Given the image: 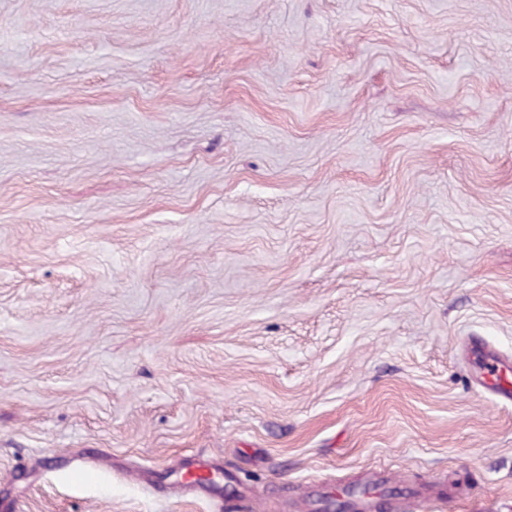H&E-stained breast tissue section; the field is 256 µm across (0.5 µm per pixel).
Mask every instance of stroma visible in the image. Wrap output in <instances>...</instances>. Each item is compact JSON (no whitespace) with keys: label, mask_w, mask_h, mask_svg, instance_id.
I'll use <instances>...</instances> for the list:
<instances>
[{"label":"stroma","mask_w":512,"mask_h":512,"mask_svg":"<svg viewBox=\"0 0 512 512\" xmlns=\"http://www.w3.org/2000/svg\"><path fill=\"white\" fill-rule=\"evenodd\" d=\"M472 337L512 0H0V512H512Z\"/></svg>","instance_id":"obj_1"}]
</instances>
